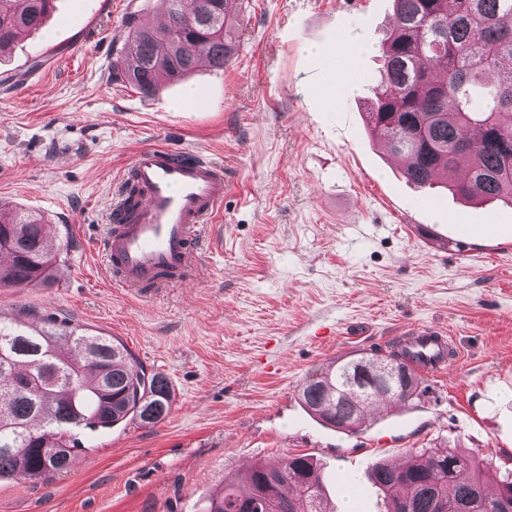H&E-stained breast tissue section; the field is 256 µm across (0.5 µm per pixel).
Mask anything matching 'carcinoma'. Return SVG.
<instances>
[{
	"instance_id": "1",
	"label": "carcinoma",
	"mask_w": 512,
	"mask_h": 512,
	"mask_svg": "<svg viewBox=\"0 0 512 512\" xmlns=\"http://www.w3.org/2000/svg\"><path fill=\"white\" fill-rule=\"evenodd\" d=\"M169 22L147 27L128 15L129 50L112 60V80L154 94L198 67L224 68L236 49L234 0H166ZM53 0H0V50L40 29ZM207 47L204 59L186 46ZM382 61L368 107L369 135L408 161L403 177L420 189L462 166L470 181L448 184L466 200L512 205V0H393V20L381 40ZM41 216L0 211V255L12 266L0 281L26 288L45 281L66 259V239L51 244ZM413 383L393 387L367 377L355 385L360 356L309 375L298 389L302 407L323 424L351 430L375 405L407 407L425 393L407 357ZM171 410L167 379L149 373L128 349L67 322L42 327L0 320V481L41 479L63 472L82 448L80 434L106 431L126 420L154 425ZM492 464L455 448H423L399 465L377 462L371 480L386 512H512V481L490 496ZM224 483L208 512H333L314 461L285 454L257 462Z\"/></svg>"
}]
</instances>
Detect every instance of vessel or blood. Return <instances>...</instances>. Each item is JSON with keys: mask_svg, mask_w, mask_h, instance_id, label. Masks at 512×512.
<instances>
[{"mask_svg": "<svg viewBox=\"0 0 512 512\" xmlns=\"http://www.w3.org/2000/svg\"><path fill=\"white\" fill-rule=\"evenodd\" d=\"M112 200V228L102 247L113 279L128 288L156 290L189 279L196 268V232L224 199V171L188 150L164 144L139 148ZM414 366L431 374L446 361L442 332L413 331Z\"/></svg>", "mask_w": 512, "mask_h": 512, "instance_id": "vessel-or-blood-1", "label": "vessel or blood"}]
</instances>
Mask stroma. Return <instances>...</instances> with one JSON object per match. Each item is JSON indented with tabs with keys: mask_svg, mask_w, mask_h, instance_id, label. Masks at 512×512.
<instances>
[{
	"mask_svg": "<svg viewBox=\"0 0 512 512\" xmlns=\"http://www.w3.org/2000/svg\"><path fill=\"white\" fill-rule=\"evenodd\" d=\"M155 2L55 0L0 53V208L71 242L39 286L0 282V318L123 342L168 378L172 407L83 435L67 472L1 483L0 512H207L226 478L287 453L318 460L336 512H385L368 471L411 450L461 448L512 474V206L417 189L367 136L391 0H243L230 64L145 97L111 66L126 16ZM189 89L205 105L180 108ZM149 143L221 164L227 189L197 280L140 298L113 283L101 242ZM421 326L454 355L420 404L354 433L300 405L312 371Z\"/></svg>",
	"mask_w": 512,
	"mask_h": 512,
	"instance_id": "35a3bbf8",
	"label": "stroma"
}]
</instances>
